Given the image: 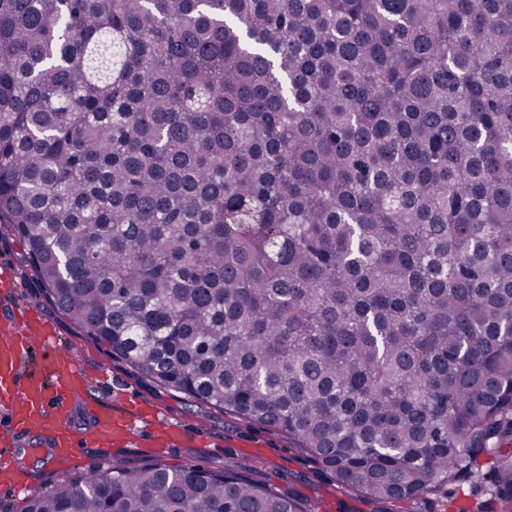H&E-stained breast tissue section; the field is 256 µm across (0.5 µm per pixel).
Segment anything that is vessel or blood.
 <instances>
[{
    "instance_id": "1",
    "label": "vessel or blood",
    "mask_w": 512,
    "mask_h": 512,
    "mask_svg": "<svg viewBox=\"0 0 512 512\" xmlns=\"http://www.w3.org/2000/svg\"><path fill=\"white\" fill-rule=\"evenodd\" d=\"M14 325L0 338V405H7V433L40 432L54 448L76 453L87 441L121 445L135 437L124 413L95 402L89 434L73 431L67 422L69 400L84 390L88 378L78 361L51 342L46 322L24 309H13ZM192 431L155 417L148 442L154 447L185 443Z\"/></svg>"
}]
</instances>
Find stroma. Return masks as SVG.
Wrapping results in <instances>:
<instances>
[{"label": "stroma", "instance_id": "35a3bbf8", "mask_svg": "<svg viewBox=\"0 0 512 512\" xmlns=\"http://www.w3.org/2000/svg\"><path fill=\"white\" fill-rule=\"evenodd\" d=\"M24 245L6 226L0 225V264H7L14 288L7 303H0V320L8 306L32 310L47 321L57 343L80 362L89 377L88 388L70 402L69 424L88 432L91 422L88 399L106 398L114 406L136 398L172 423L191 422L202 430L200 441L170 448H147L142 443L100 447L87 444L75 461L59 463L47 436L23 434L15 439L14 457L24 475L26 488L17 493L0 488V512H14L21 496L37 493L44 484L65 479L74 468H89L107 459H121L137 466L147 458L160 457L171 465L235 467L254 482L276 488L303 500L308 512H472L488 500L487 487L465 484L454 494L431 492L415 502L378 501L332 482L287 436L273 428L250 425L235 416L190 405L183 394L166 390L139 378L125 363L110 358L72 323L46 303L37 285V274L22 261Z\"/></svg>", "mask_w": 512, "mask_h": 512}]
</instances>
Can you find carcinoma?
I'll list each match as a JSON object with an SVG mask.
<instances>
[{"instance_id":"obj_1","label":"carcinoma","mask_w":512,"mask_h":512,"mask_svg":"<svg viewBox=\"0 0 512 512\" xmlns=\"http://www.w3.org/2000/svg\"><path fill=\"white\" fill-rule=\"evenodd\" d=\"M0 224L142 378L512 512V0H0ZM16 512L307 509L152 461Z\"/></svg>"}]
</instances>
